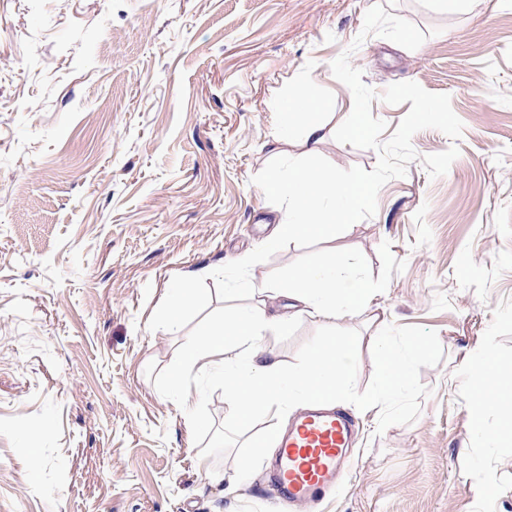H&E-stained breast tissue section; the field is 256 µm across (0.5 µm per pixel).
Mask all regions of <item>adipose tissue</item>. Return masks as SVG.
<instances>
[{
  "mask_svg": "<svg viewBox=\"0 0 512 512\" xmlns=\"http://www.w3.org/2000/svg\"><path fill=\"white\" fill-rule=\"evenodd\" d=\"M254 303L223 314L207 324L170 371L171 385H178L184 371L206 368L209 358H219L224 368V401L231 415L247 421L263 407L290 408L315 398L333 400L349 381L356 353L348 339L329 340L294 369L286 368L277 354L262 345L266 334L287 331L294 319L311 316L335 327L341 308L360 310L372 296L365 280L347 268L345 258L309 264L289 275L287 281L264 280L247 285ZM293 300L291 313L272 316L269 302L279 296ZM380 364L379 391L374 405L392 404L414 390L419 363L415 346H396L387 337L373 340ZM464 383L471 394L468 408L474 432L487 446L512 440V373L505 372L493 348L468 361ZM496 410L493 430L483 426L487 410Z\"/></svg>",
  "mask_w": 512,
  "mask_h": 512,
  "instance_id": "adipose-tissue-1",
  "label": "adipose tissue"
}]
</instances>
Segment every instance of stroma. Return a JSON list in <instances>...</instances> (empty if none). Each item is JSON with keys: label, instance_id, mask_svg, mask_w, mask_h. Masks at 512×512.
Here are the masks:
<instances>
[{"label": "stroma", "instance_id": "stroma-1", "mask_svg": "<svg viewBox=\"0 0 512 512\" xmlns=\"http://www.w3.org/2000/svg\"><path fill=\"white\" fill-rule=\"evenodd\" d=\"M378 3L425 42L355 45ZM345 52L376 91L414 81L449 95L463 133L417 132L418 160L372 217L251 270L284 278L339 251L374 290L369 311L337 322L357 340L340 402L360 420L354 460L308 512H512V445L474 436L458 370L488 346L512 363V0H0V512H274L259 441L283 415L241 429L216 372L167 386L234 301L211 298L176 332L148 321L172 277L214 287L205 270L284 217L252 178L307 155L300 128L280 124L303 86L322 105L317 154L376 166V151L334 138L353 107L330 68ZM453 144L430 178L422 156ZM379 331L423 349L415 394L381 415L364 404ZM327 334L305 317L263 345L292 369ZM24 424L36 452L20 447ZM243 456L237 490L209 482Z\"/></svg>", "mask_w": 512, "mask_h": 512}]
</instances>
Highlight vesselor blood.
<instances>
[{"label":"vessel or blood","mask_w":512,"mask_h":512,"mask_svg":"<svg viewBox=\"0 0 512 512\" xmlns=\"http://www.w3.org/2000/svg\"><path fill=\"white\" fill-rule=\"evenodd\" d=\"M354 428L352 416L315 400L280 434L269 479L289 512L314 504L321 491L342 482Z\"/></svg>","instance_id":"obj_1"}]
</instances>
